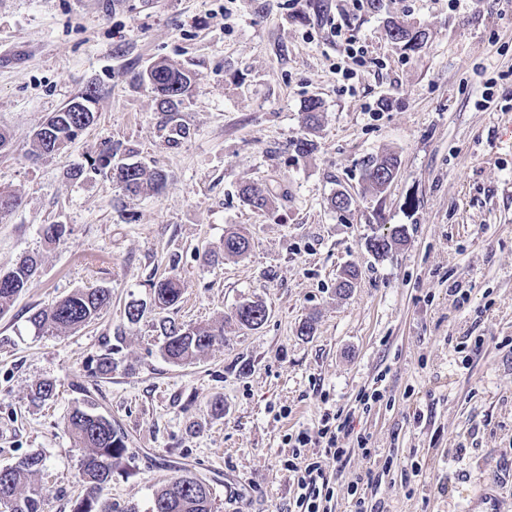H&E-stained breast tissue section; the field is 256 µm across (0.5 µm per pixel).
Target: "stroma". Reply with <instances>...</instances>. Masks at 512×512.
<instances>
[{"instance_id": "1", "label": "stroma", "mask_w": 512, "mask_h": 512, "mask_svg": "<svg viewBox=\"0 0 512 512\" xmlns=\"http://www.w3.org/2000/svg\"><path fill=\"white\" fill-rule=\"evenodd\" d=\"M392 16L427 28L421 50L386 39ZM335 25L367 50L348 81ZM160 61L194 77L176 145L139 79ZM90 86L94 122L29 159L33 133ZM310 98L322 102L312 130ZM1 130L0 189L21 204L0 216V272L29 254L41 265L0 314V468L42 454L43 512H71L85 493L66 420L89 399L135 455L104 496L137 512L185 470L208 481L212 512H294L288 439L316 435L329 411L352 426L346 461L323 464L332 512H354V485L367 512H512V0L379 12L353 0H0ZM304 135L315 149L301 156ZM108 146L162 171L163 187L132 196L95 171ZM385 154L398 172L377 195L365 165ZM246 185L272 190L268 209L242 202ZM339 190L349 210L331 207ZM45 224L66 232L47 239ZM393 227L403 242L376 257L369 239ZM230 231L249 237L246 255L225 254ZM346 267L359 278L342 294ZM171 275L181 300L155 308L152 285ZM101 287L112 303L79 331L27 321ZM246 300L268 309L259 328L234 317ZM132 303L146 308L134 324ZM163 318L223 326L224 340L171 363ZM109 349L116 367L102 375ZM44 379L55 394L33 401ZM375 388L381 400L363 409Z\"/></svg>"}]
</instances>
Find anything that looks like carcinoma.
<instances>
[{"instance_id":"carcinoma-1","label":"carcinoma","mask_w":512,"mask_h":512,"mask_svg":"<svg viewBox=\"0 0 512 512\" xmlns=\"http://www.w3.org/2000/svg\"><path fill=\"white\" fill-rule=\"evenodd\" d=\"M426 30L406 24L402 41L398 45L409 51H416L426 43ZM146 83L151 89L161 87L159 111L173 116L178 111L182 98L189 92L191 74L183 67L159 62L151 67ZM85 108L77 110L65 107L54 113L33 135L30 155L35 158L52 155L78 136L94 120L92 105L96 91L88 88L76 97ZM112 148L107 147L95 161L97 169L110 172L131 194L140 192L150 184L158 190L165 181L160 171L149 173L136 164L113 163ZM397 174V158L392 154L369 161L365 177L368 188L384 193ZM244 201L251 207L263 210L270 203L269 190L261 187H246L242 190ZM403 231L396 230L389 236H377L369 240L368 247L376 256L386 255L393 243L400 240ZM249 249V240L238 232L224 236V252L242 255ZM39 260L27 256L15 268L0 278V314L11 306L14 299L29 287L37 272ZM180 280L167 277L154 285V304L165 310L180 299ZM112 303V292L108 288L78 290L54 304L30 312L28 322L38 332L58 329L78 330L92 323L100 312ZM236 320L251 329L260 327L266 321V306L258 301H244L235 310ZM163 344L162 355L173 363L194 360L206 353L215 343L224 340V327L212 324L178 325L172 320L160 322ZM67 427L77 446L87 450L81 465V480L86 494L77 501L72 512H136L134 508L118 509L111 501L103 498L107 484L112 480V471L125 459H134L129 452L125 436L112 420L94 411L93 405L77 408L68 417ZM43 468V459L30 454L17 465L0 468V512H42L45 499L44 488L35 483ZM209 485L187 471L174 478L158 490L148 512H212Z\"/></svg>"}]
</instances>
